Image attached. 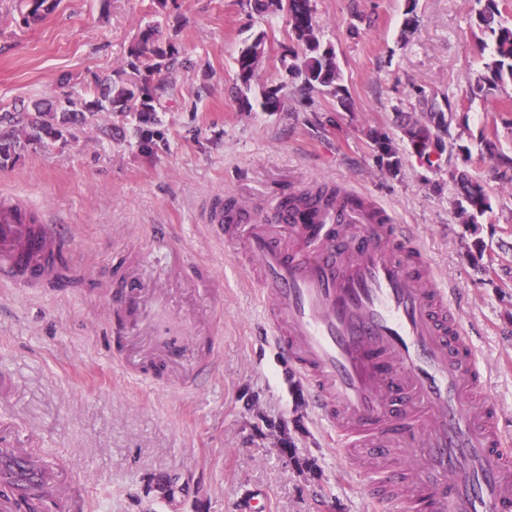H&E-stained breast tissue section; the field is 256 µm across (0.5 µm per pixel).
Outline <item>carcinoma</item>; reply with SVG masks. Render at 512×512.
<instances>
[{
  "label": "carcinoma",
  "mask_w": 512,
  "mask_h": 512,
  "mask_svg": "<svg viewBox=\"0 0 512 512\" xmlns=\"http://www.w3.org/2000/svg\"><path fill=\"white\" fill-rule=\"evenodd\" d=\"M478 2L481 8L476 13L477 24L490 37L492 51L482 69L466 78L465 93L470 99L491 96L504 83L512 81V25L503 23L499 0ZM22 3L25 8L22 12L23 22L27 25L41 21L54 8L48 0H41L43 8L39 10L30 8V0H22ZM253 9L258 13L287 12L291 31L296 41L303 46L302 53L291 54L286 64L288 75L293 79H301L305 90L325 91L336 97L338 105L346 107L347 92L342 84L343 77L336 52L331 47H321L311 0H253ZM264 39V34L257 35L245 44L235 58L237 78L246 90L251 88V82L256 77L264 53ZM175 52L172 45L163 49L158 30L149 25L139 33L130 48V56L133 58L131 68L143 75V82L137 89L125 85L116 87L112 85V79L105 78L95 82L96 98L92 101L69 95L45 108L36 106L32 111L22 108L1 112L0 127H5V131L0 136V165L10 160L16 150L30 143H45L61 138L64 129L79 114H92L96 110L105 109L120 113L129 111L128 102L134 99L137 92L142 97L141 108L137 109L139 122H151L155 108L152 105L154 89L150 86V79L175 65ZM373 141L387 168L398 169L401 159L393 141L379 133L374 134ZM450 177L459 186L463 197L459 203L461 215L465 222L475 223L477 218L491 209L489 197L480 184L465 174L454 171Z\"/></svg>",
  "instance_id": "carcinoma-1"
}]
</instances>
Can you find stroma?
<instances>
[{
	"instance_id": "35a3bbf8",
	"label": "stroma",
	"mask_w": 512,
	"mask_h": 512,
	"mask_svg": "<svg viewBox=\"0 0 512 512\" xmlns=\"http://www.w3.org/2000/svg\"><path fill=\"white\" fill-rule=\"evenodd\" d=\"M312 5L350 109L288 81L283 59L299 45L282 11L260 15L241 0H167L162 10L156 0H58L28 26L21 0H0V108L83 95L105 76L131 82L130 47L149 23L183 62L149 125L100 112L0 167V198L68 225L72 276L62 291L0 281V425L14 445L83 478V512H238L255 492L270 512H372L360 494L367 472L349 470L291 365L254 342L262 302L253 273L200 219L217 196L264 221L282 195L328 182L413 225L512 437V82L464 98L466 74L486 57L476 0ZM410 9L419 26L405 36ZM259 33L266 43L247 111L234 59ZM273 88L282 104L268 111L261 98ZM435 109L445 150L428 165L411 154L397 115L422 122ZM377 132L398 147V172L380 167ZM486 137L500 158L486 154ZM452 170L485 188L491 208L477 223L460 213ZM160 227L174 240L165 255L153 241ZM117 249L153 289L128 329L133 350L177 347L189 365L215 339L214 368L195 391L171 377L134 381L114 365L109 339L126 317ZM300 459L310 468H297Z\"/></svg>"
}]
</instances>
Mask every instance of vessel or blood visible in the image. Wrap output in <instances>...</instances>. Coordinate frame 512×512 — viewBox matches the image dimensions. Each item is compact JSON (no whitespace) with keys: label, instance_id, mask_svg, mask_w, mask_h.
<instances>
[{"label":"vessel or blood","instance_id":"vessel-or-blood-1","mask_svg":"<svg viewBox=\"0 0 512 512\" xmlns=\"http://www.w3.org/2000/svg\"><path fill=\"white\" fill-rule=\"evenodd\" d=\"M25 214L0 201V280L21 287L48 281L44 252L69 244L59 225ZM205 220L254 263L271 339L348 465H368L364 496L376 512H512V441L458 309L407 225L348 190L332 209L292 200L269 224L218 198ZM0 483V512H17L20 494L40 512L73 507L17 448H0Z\"/></svg>","mask_w":512,"mask_h":512}]
</instances>
